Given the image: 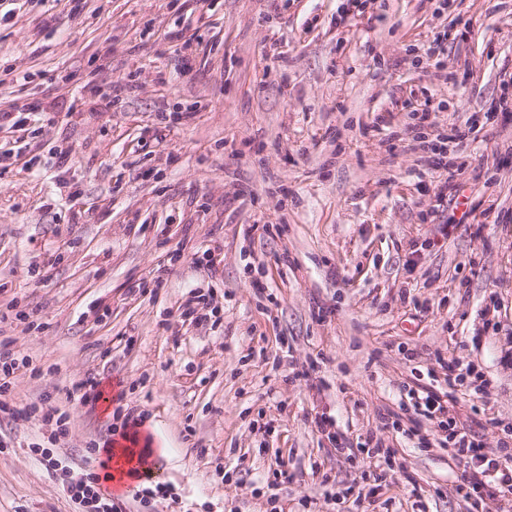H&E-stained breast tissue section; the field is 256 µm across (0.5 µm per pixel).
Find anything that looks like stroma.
<instances>
[{
	"instance_id": "stroma-1",
	"label": "stroma",
	"mask_w": 512,
	"mask_h": 512,
	"mask_svg": "<svg viewBox=\"0 0 512 512\" xmlns=\"http://www.w3.org/2000/svg\"><path fill=\"white\" fill-rule=\"evenodd\" d=\"M345 5L0 0V341L34 364L0 512H72L22 409L66 411L85 467L112 413L69 394L100 372L172 489L127 512H494L408 392L512 463V0Z\"/></svg>"
}]
</instances>
